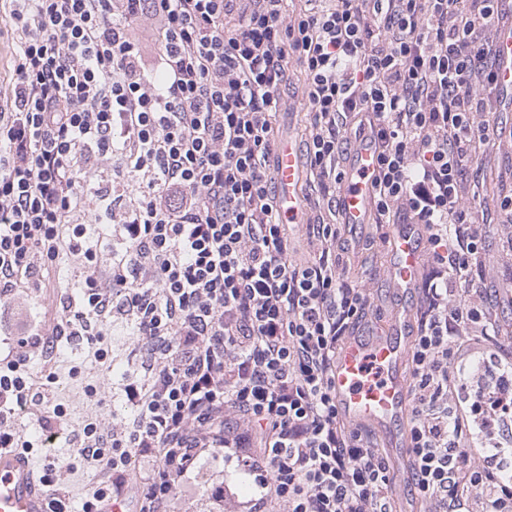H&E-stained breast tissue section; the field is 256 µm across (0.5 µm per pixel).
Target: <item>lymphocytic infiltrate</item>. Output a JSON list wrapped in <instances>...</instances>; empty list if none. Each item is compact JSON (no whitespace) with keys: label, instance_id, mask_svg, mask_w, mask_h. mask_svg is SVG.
<instances>
[{"label":"lymphocytic infiltrate","instance_id":"obj_1","mask_svg":"<svg viewBox=\"0 0 512 512\" xmlns=\"http://www.w3.org/2000/svg\"><path fill=\"white\" fill-rule=\"evenodd\" d=\"M0 20L14 40L0 309L33 288L46 299L0 349V448L72 439L95 468L82 512H177L219 449L254 475L252 512H394L386 454L331 392L339 344L371 304L336 251L341 160L366 136L375 223L427 238L409 455L422 512H512V345L484 299L486 222L464 188L475 144L500 131L497 0H0ZM295 70L313 187L304 258L271 164ZM63 263L79 299L57 289ZM117 312L150 364L125 374L123 412L71 426L49 393L58 344L84 340L107 363Z\"/></svg>","mask_w":512,"mask_h":512}]
</instances>
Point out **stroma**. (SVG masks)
<instances>
[{
	"label": "stroma",
	"instance_id": "1",
	"mask_svg": "<svg viewBox=\"0 0 512 512\" xmlns=\"http://www.w3.org/2000/svg\"><path fill=\"white\" fill-rule=\"evenodd\" d=\"M497 119L503 128L502 135L491 137L486 143L478 145L477 162L466 175L470 204L480 214H495L503 196L512 193V112L498 113ZM510 234L512 226L493 224L484 242L490 267L485 279L486 299L497 305L507 326L512 325V299L502 293L501 288L506 281L512 280V256L502 252L501 240ZM383 235V230L372 228L359 234L357 240L342 238L336 247L337 252L351 259L347 273L349 282L369 278L374 281L372 310L366 321L359 325L363 331L381 330L400 302L385 280L389 245ZM129 332V325L121 321L108 328V341L116 359V365L111 370L88 362L86 342L74 340L64 346L57 367L58 380L52 387V394L55 400L65 404L73 423L78 424L96 416L108 419L113 413L122 412L119 380L125 371L136 367V359L128 343ZM83 360L88 363L85 373L72 374V366ZM89 381L105 386L106 394L101 402H90L85 398L83 387ZM216 474L222 475L234 487L239 501L254 498L252 476L238 471L234 464L207 456L200 459L193 474L201 490L186 503L185 512H212L213 504L202 487Z\"/></svg>",
	"mask_w": 512,
	"mask_h": 512
}]
</instances>
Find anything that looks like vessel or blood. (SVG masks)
<instances>
[{"label":"vessel or blood","mask_w":512,"mask_h":512,"mask_svg":"<svg viewBox=\"0 0 512 512\" xmlns=\"http://www.w3.org/2000/svg\"><path fill=\"white\" fill-rule=\"evenodd\" d=\"M497 48L496 94L504 111L512 112V29L499 32ZM274 164L277 208L283 222L305 223L302 166L294 135L281 136ZM376 168L373 143L361 140L349 156L338 196L342 221L350 227L369 222ZM389 240L388 281L400 293L416 297L425 258L423 230L417 224H394ZM413 336V310L408 307L395 313L378 337H347L337 351L331 380L338 413L382 438L405 485L410 482L408 365ZM0 512H47L46 485L31 458L1 448Z\"/></svg>","instance_id":"obj_1"}]
</instances>
